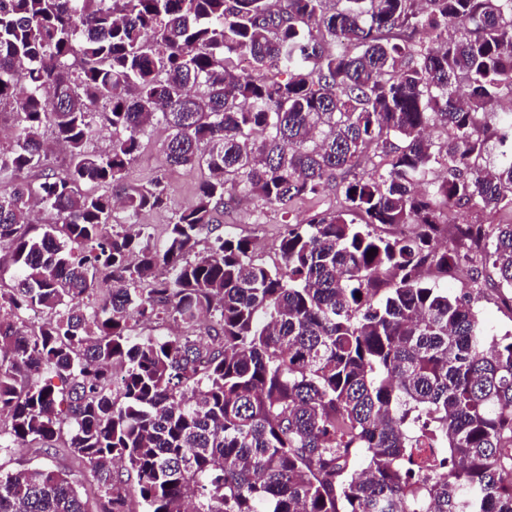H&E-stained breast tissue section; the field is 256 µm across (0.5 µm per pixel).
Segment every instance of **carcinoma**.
Here are the masks:
<instances>
[{"instance_id": "carcinoma-1", "label": "carcinoma", "mask_w": 512, "mask_h": 512, "mask_svg": "<svg viewBox=\"0 0 512 512\" xmlns=\"http://www.w3.org/2000/svg\"><path fill=\"white\" fill-rule=\"evenodd\" d=\"M506 93L512 0H0V451L67 426L100 512H512V330L448 294L490 268L512 302V223L461 221L512 210ZM159 122L203 177L157 246L129 225L168 186L125 178ZM330 185L279 266L221 231L236 199ZM0 512L88 510L31 468Z\"/></svg>"}]
</instances>
